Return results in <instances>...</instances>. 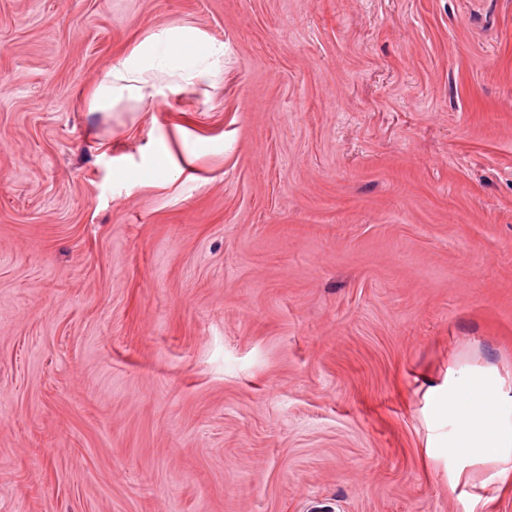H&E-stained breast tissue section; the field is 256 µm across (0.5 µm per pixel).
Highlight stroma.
Segmentation results:
<instances>
[{"mask_svg": "<svg viewBox=\"0 0 512 512\" xmlns=\"http://www.w3.org/2000/svg\"><path fill=\"white\" fill-rule=\"evenodd\" d=\"M212 85L89 113L150 34ZM512 0H0V512H512ZM448 420L454 453L466 464L499 466L505 478L512 473V387L489 371L451 370Z\"/></svg>", "mask_w": 512, "mask_h": 512, "instance_id": "1", "label": "stroma"}]
</instances>
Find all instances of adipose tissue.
I'll use <instances>...</instances> for the list:
<instances>
[{
	"label": "adipose tissue",
	"mask_w": 512,
	"mask_h": 512,
	"mask_svg": "<svg viewBox=\"0 0 512 512\" xmlns=\"http://www.w3.org/2000/svg\"><path fill=\"white\" fill-rule=\"evenodd\" d=\"M223 46L202 43L195 30L176 26L138 43L120 63L109 66L98 82L80 95L88 112H107L118 102L152 101L165 88L214 82L215 57ZM448 419L456 454L469 465L498 466L512 474V387L494 373L467 366L448 378Z\"/></svg>",
	"instance_id": "obj_1"
}]
</instances>
